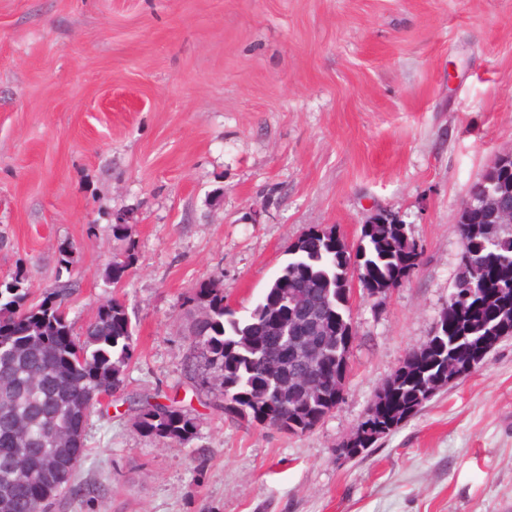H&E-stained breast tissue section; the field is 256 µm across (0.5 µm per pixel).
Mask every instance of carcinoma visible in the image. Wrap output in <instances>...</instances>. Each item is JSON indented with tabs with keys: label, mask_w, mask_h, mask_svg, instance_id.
Wrapping results in <instances>:
<instances>
[{
	"label": "carcinoma",
	"mask_w": 512,
	"mask_h": 512,
	"mask_svg": "<svg viewBox=\"0 0 512 512\" xmlns=\"http://www.w3.org/2000/svg\"><path fill=\"white\" fill-rule=\"evenodd\" d=\"M512 182V160L482 174L471 202L457 224L459 268L467 276L466 298L443 309L444 331L409 351L391 376L392 387L377 397L375 413L361 421L360 447L385 438L389 424L426 389L448 384L512 336V224H499L479 207L486 190ZM401 225L374 224L359 246L371 287L388 291L418 266V253L405 245ZM290 258L250 314L240 319L224 304L221 288H199L191 297L197 309L186 374L200 392L222 399L224 414L249 423L268 422L298 434L311 430L336 408L343 390L354 337L350 293L344 288L346 258L333 226L314 227L289 249ZM135 261L134 244L112 260L104 274L120 282ZM19 286L0 288V512H52L61 494L43 500L46 484L58 472L71 483L83 449L71 450L74 422L89 419L80 402L89 391L123 386L133 353L134 328L127 308L114 296L100 305L84 332L68 319L71 284L63 282L39 301L29 299L24 270ZM318 322L299 324L298 308ZM288 335L307 330L317 355L267 348L275 325ZM146 395L133 400L134 420L158 441L186 445L196 436L187 411Z\"/></svg>",
	"instance_id": "carcinoma-1"
}]
</instances>
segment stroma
I'll return each instance as SVG.
<instances>
[{
  "instance_id": "obj_1",
  "label": "stroma",
  "mask_w": 512,
  "mask_h": 512,
  "mask_svg": "<svg viewBox=\"0 0 512 512\" xmlns=\"http://www.w3.org/2000/svg\"><path fill=\"white\" fill-rule=\"evenodd\" d=\"M510 148L512 0H0V280L24 268L35 299L70 282L79 328L119 295L136 328L58 512H512V337L362 456H336L431 335L460 207ZM381 210L419 264L353 295L332 413L291 436L195 393L199 285L246 316L298 237L332 226L353 246ZM155 393L195 419L191 443L136 427L131 400ZM135 261L134 245H129L125 254L112 260L109 269L104 274L106 284L116 285L120 282L125 271L133 265Z\"/></svg>"
}]
</instances>
